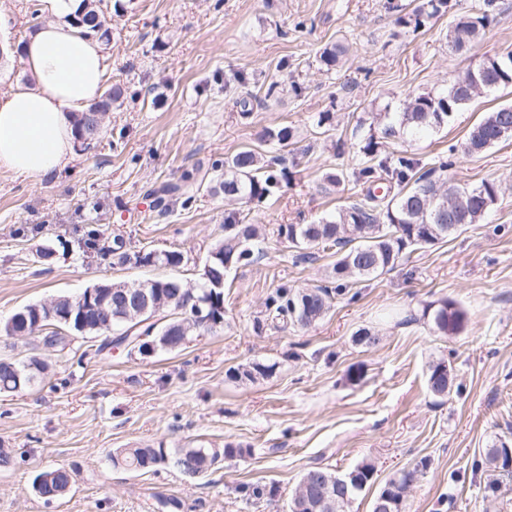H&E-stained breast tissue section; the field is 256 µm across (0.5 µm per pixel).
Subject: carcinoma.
Masks as SVG:
<instances>
[{"label": "carcinoma", "instance_id": "cac0c4a2", "mask_svg": "<svg viewBox=\"0 0 512 512\" xmlns=\"http://www.w3.org/2000/svg\"><path fill=\"white\" fill-rule=\"evenodd\" d=\"M102 0H92V6L81 15H75L72 23L90 36L107 38V19L96 6ZM449 0H420L416 6L402 4L400 0H388V9L395 15L398 27L419 33L433 21L448 13ZM499 10V0H483L478 13L460 16L446 33L451 49L457 53L469 51L483 36L486 28ZM343 49L336 44L325 47L319 53V63L330 71L342 61ZM480 84L484 95L499 87L512 85V51L496 58H489L474 68L457 72L448 87L440 92L413 93L405 99L404 107L395 122L389 113H369L368 120L360 121L359 128L367 133L357 143L358 152L364 162L352 173L354 186L362 187V197L340 206L335 213L313 224H286L279 228L280 237L289 247L305 250L316 249L336 255L332 265V285H321L304 292L284 283L268 295L264 303L263 318L258 326L275 330L290 327L301 329L324 317L332 307L335 297L361 281L371 280L393 270L406 251L427 249L436 243L461 232L468 224H480L498 201L500 189L493 180H482L474 187H460L448 182L441 174L454 167L461 157H473L485 150L506 142L512 135L503 133L512 127V105L498 106L487 112L456 143L438 152L425 163L422 159L404 151L394 154L385 150L383 140L404 132L414 134L440 130L451 115L472 101L470 88L474 82ZM294 130L288 125L267 127L259 138V145L247 146L224 163V181L220 188L224 195L243 203H264L278 196L289 183L286 154L293 144ZM201 169L196 167L185 172L180 181L161 184L156 190L160 212L167 210L165 201L173 198L191 200L189 195L197 183ZM120 236L104 243L94 230L87 232L85 244L99 246L101 255H112V264L124 265L136 252L115 253L121 248ZM258 230L246 223L239 212H230L224 217V237L214 248L224 254V261L212 265L209 275L220 280L227 275L226 263L238 268L253 264L264 256ZM159 287L167 307L161 318L165 323L155 330L154 340L158 349L173 352L181 349V335L159 342V336L172 325L183 320L186 307L193 306L191 297L199 296L209 287L208 281L198 278L196 290L188 293L185 282L177 277L152 280ZM423 317L429 319L435 331L442 336H454L462 332L467 322L465 311L453 301L446 299L430 303L423 309ZM48 328L45 335L54 342L52 348L62 352L70 347L73 337L71 329L59 322L42 323ZM47 365L37 359L13 363L0 361V392H15L25 389L44 373ZM429 392L438 398L448 396L454 386V378L448 377V361H432L427 369ZM234 448H206L204 455L195 448H183L174 463H181L186 474L197 476L208 472L211 463L205 456L232 457ZM167 454L163 448H122L112 455V463L133 471L151 469L165 462ZM512 463V448L504 442L493 443L485 449L480 464L495 469H508ZM429 462L422 460L414 467L397 472L378 493L391 502L390 512H406V504L397 501L398 491L410 487L424 476ZM355 481L336 493V512H350L352 503L372 480L374 465L361 462L352 468ZM43 475L50 477V485L38 490L47 499L61 497L71 485V475L63 467L49 468ZM332 478L336 472L324 467L306 470L301 479L313 478L310 484L308 506L298 508L295 499H290L288 512H322L316 507L318 498L327 492L321 476Z\"/></svg>", "mask_w": 512, "mask_h": 512}]
</instances>
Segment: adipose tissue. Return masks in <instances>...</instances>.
I'll return each instance as SVG.
<instances>
[{
	"mask_svg": "<svg viewBox=\"0 0 512 512\" xmlns=\"http://www.w3.org/2000/svg\"><path fill=\"white\" fill-rule=\"evenodd\" d=\"M81 0H42L49 22L23 45L32 84L0 99V173L39 181L74 153V116L102 93L106 57L100 41L67 23Z\"/></svg>",
	"mask_w": 512,
	"mask_h": 512,
	"instance_id": "adipose-tissue-1",
	"label": "adipose tissue"
}]
</instances>
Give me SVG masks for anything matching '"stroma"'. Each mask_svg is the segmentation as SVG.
Returning a JSON list of instances; mask_svg holds the SVG:
<instances>
[{
	"label": "stroma",
	"instance_id": "obj_1",
	"mask_svg": "<svg viewBox=\"0 0 512 512\" xmlns=\"http://www.w3.org/2000/svg\"><path fill=\"white\" fill-rule=\"evenodd\" d=\"M111 38L104 83L127 92L105 118L92 148L76 146L72 161L42 181L0 175V321L21 307L74 296L104 280L166 277V268L112 266L86 257L88 230L123 235L133 250L175 248L186 261L177 274L196 282L224 235L233 202L213 181L189 205L153 210V188L182 170L224 162L256 144L267 127H294L291 180L275 202L251 213L262 225L264 258L231 270L224 290V326L203 332L176 352L143 357L110 346L109 335L79 336L70 351L47 349L40 336L0 333V359L44 360L47 371L20 392L0 395V512H158V497L177 512H287L309 468L347 471L368 460L369 487L353 505H370L397 471L426 459L411 486L407 512H512V474H489L478 460L512 439V141L459 159L449 179L463 186L490 179L499 199L484 223L459 236L407 253L396 268L353 285L328 314L305 329H256L264 301L278 284H326L335 261H295L277 235L282 224H308L347 204L326 189L331 168L352 173L362 160L353 132L367 113L401 111L408 94L445 89L462 68L512 51V0L502 4L482 40L452 51L443 36L452 18L412 34L396 27L386 0H105ZM41 0H0V96L26 83L19 51ZM340 42L347 55L324 71L320 50ZM288 67L277 71L280 60ZM282 90L242 117L238 76ZM300 93L291 91V84ZM512 104V87L475 99L430 136L388 139L387 152L427 159L461 139L480 117ZM333 115L335 154L314 132L318 113ZM53 249L36 259L37 248ZM448 299L467 324L456 336L434 332L425 305ZM378 333L376 347L354 341L359 329ZM450 362L457 385L447 398L427 390V367ZM271 376L238 382L229 372L255 363ZM362 369L361 381L348 378ZM232 448L234 457L192 477L172 463L130 472L114 467L118 448ZM70 471V492L45 500L32 487L41 471ZM497 492H489L490 479ZM259 495H249V488Z\"/></svg>",
	"mask_w": 512,
	"mask_h": 512
}]
</instances>
